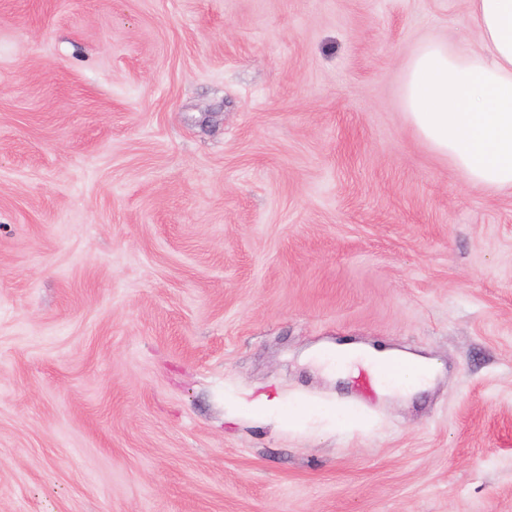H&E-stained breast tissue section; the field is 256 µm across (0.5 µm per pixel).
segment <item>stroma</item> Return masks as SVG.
Here are the masks:
<instances>
[{"label":"stroma","instance_id":"stroma-1","mask_svg":"<svg viewBox=\"0 0 512 512\" xmlns=\"http://www.w3.org/2000/svg\"><path fill=\"white\" fill-rule=\"evenodd\" d=\"M431 38L469 0H0V512H512V189L406 121ZM331 354L329 360L324 356V348L311 351L309 361L330 377L344 378L351 370L357 371V365L366 368L375 379L379 391L392 398L410 399L426 390L435 379L440 366L432 359L421 355L371 345L342 343L326 348ZM386 367L391 378L385 383L378 371Z\"/></svg>","mask_w":512,"mask_h":512}]
</instances>
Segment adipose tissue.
Masks as SVG:
<instances>
[{
  "mask_svg": "<svg viewBox=\"0 0 512 512\" xmlns=\"http://www.w3.org/2000/svg\"><path fill=\"white\" fill-rule=\"evenodd\" d=\"M479 51L429 40L409 58L401 105L416 132L451 159L469 183L512 188V0H469ZM310 362L339 379L356 367L391 369L379 391L409 399L426 390L439 366L429 358L371 345L314 349Z\"/></svg>",
  "mask_w": 512,
  "mask_h": 512,
  "instance_id": "obj_1",
  "label": "adipose tissue"
}]
</instances>
